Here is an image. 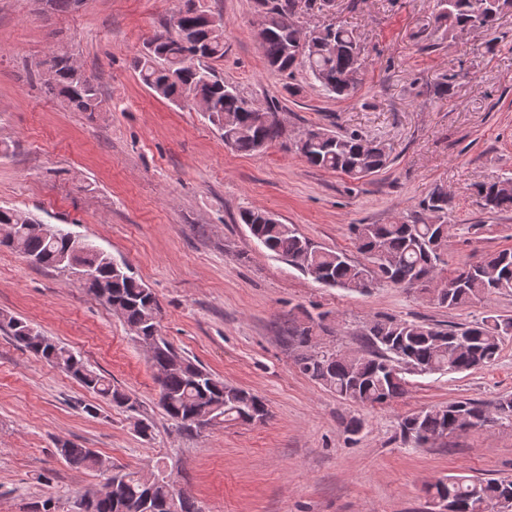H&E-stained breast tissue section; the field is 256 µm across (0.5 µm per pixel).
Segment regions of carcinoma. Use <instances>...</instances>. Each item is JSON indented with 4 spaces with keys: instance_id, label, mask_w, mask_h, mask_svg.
Masks as SVG:
<instances>
[{
    "instance_id": "1",
    "label": "carcinoma",
    "mask_w": 512,
    "mask_h": 512,
    "mask_svg": "<svg viewBox=\"0 0 512 512\" xmlns=\"http://www.w3.org/2000/svg\"><path fill=\"white\" fill-rule=\"evenodd\" d=\"M183 0L177 12L176 31H158L135 60L142 83L158 96L180 105L198 99L207 106L208 121L217 128L229 148L244 153L261 152L260 144L288 142L287 129L259 125L249 100L224 82L210 62L224 57V30L211 24L205 11ZM324 0H260L263 29L258 35L264 58L276 72L304 68L312 81L329 95L349 97L360 83L365 65L356 32L341 21L311 29L301 19ZM512 0H434L436 29L451 33L471 21L479 28L493 29ZM70 56L56 54L51 62L57 78L46 85L49 94L79 112L92 116L103 111L105 102L92 79L71 73ZM295 152L312 167L364 178L383 170L388 155L357 133L338 134L323 127L303 131L294 142ZM484 207L491 213L512 210V178L479 187ZM240 221L251 236L274 256L310 275L330 288L367 292L381 285L407 288L426 277H439L447 261L448 194L433 191L419 204V211L394 224H354L352 233L367 262L353 261L345 252L315 244L293 224L268 218L262 210H244ZM35 220L16 208H0V225L12 233L0 245L15 250L33 264L46 269L71 271V262L87 265L94 280L87 291L108 305H118L132 329L153 339L151 352L155 382L167 394L161 404L170 420L185 430L198 428L195 416L208 421L252 423L268 415L265 403L255 394L213 375L202 365L181 355L160 334L156 297L126 264L114 268V258L94 244L82 241L70 229L46 225L42 234H32ZM449 287L426 289L429 299L441 307L458 309L473 299L512 292V251L487 253L468 261L448 278ZM327 315L293 327L291 335L302 354L297 365L309 378L342 399L375 407L390 403L407 392L411 374L461 373L495 361L504 339L512 336V318L489 314L479 321L455 328H436L414 321L380 316L365 328L367 350L342 354L316 342L315 330L324 329ZM0 330L36 356L61 369L86 390L124 407L129 396L104 374L89 366L80 355L40 333L27 321L0 314ZM467 417L472 427L481 428L488 419L484 404L463 399L421 409L404 417L400 435L418 448L457 433ZM57 453L71 465L91 471L109 470L108 462L89 448L68 439L56 443ZM112 491H93L80 498L84 512H120L119 505L137 503L149 495L143 512H202L173 481L161 474L112 470ZM431 499L448 495L460 512H512V480H482L452 476L431 484Z\"/></svg>"
}]
</instances>
